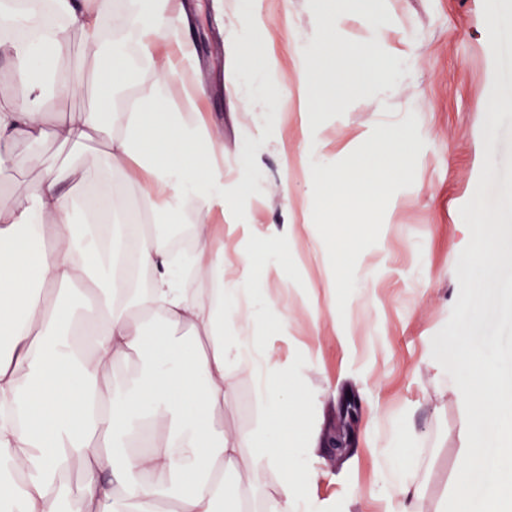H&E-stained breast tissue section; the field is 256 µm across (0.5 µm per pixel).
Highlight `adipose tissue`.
Wrapping results in <instances>:
<instances>
[{"label": "adipose tissue", "instance_id": "1", "mask_svg": "<svg viewBox=\"0 0 512 512\" xmlns=\"http://www.w3.org/2000/svg\"><path fill=\"white\" fill-rule=\"evenodd\" d=\"M51 3L63 26L0 52L49 74L76 31L102 85L126 72L133 52L146 60L149 84L135 107L114 104L105 90L98 111H71L50 127L41 81L0 104V174L13 167L21 139L47 134L73 151L44 171L27 201L0 200V459L16 464L0 477V512H59L69 495L63 476L76 461L79 512H296L304 483L320 476L300 468L317 442L307 425L311 399L257 343L264 315L287 331L284 304L245 277L224 276L229 245L211 215L223 208L225 188L243 196L251 180L225 175L220 132L198 115L205 88L190 44L168 27L172 0H124L122 39L108 54L102 17L111 0ZM335 20L336 0H327L317 53L340 84ZM163 38L177 57L157 54ZM92 143L110 169L138 182L136 204L83 164L79 152ZM132 207L140 222L120 223ZM188 211L197 219L187 281L151 225ZM130 244L150 276L144 292L117 274ZM240 371L257 379L261 417L228 431L220 418ZM387 458L389 512H423L419 486L404 476L414 464L406 437ZM264 472L279 480L258 505L254 480Z\"/></svg>", "mask_w": 512, "mask_h": 512}]
</instances>
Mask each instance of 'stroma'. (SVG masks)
Masks as SVG:
<instances>
[{"label": "stroma", "mask_w": 512, "mask_h": 512, "mask_svg": "<svg viewBox=\"0 0 512 512\" xmlns=\"http://www.w3.org/2000/svg\"><path fill=\"white\" fill-rule=\"evenodd\" d=\"M179 2L208 87L200 110L224 134V169L247 170L254 185L252 198L224 196L223 222L236 227L228 243L243 253L267 252V264L252 276L287 306L288 333L267 346L313 397L309 420L318 433L335 426L342 397L354 395L360 406L346 458L312 449L323 475L305 486V499L327 512H386L384 451L403 433L425 512H439L453 489L462 416L431 340L458 297L457 259L470 239L460 209L475 192L483 159L495 165L493 203L512 164V115L487 151L480 110L492 96L495 37L512 25V0H373L363 15L342 6V38L380 55L386 76L373 78L356 58L346 85L329 86L314 74L331 106L308 116L296 59L317 46V0H250L245 17L233 0ZM254 25L266 34L270 59L260 76L235 67ZM411 112L425 142L415 181L391 198L379 240L360 255L356 289L338 311L327 249L311 224L310 165L342 160L376 124L401 123ZM13 151L16 165L0 175V196L16 201L68 154L48 136L17 141ZM257 417L255 379L239 373L224 427L245 430Z\"/></svg>", "instance_id": "stroma-1"}]
</instances>
